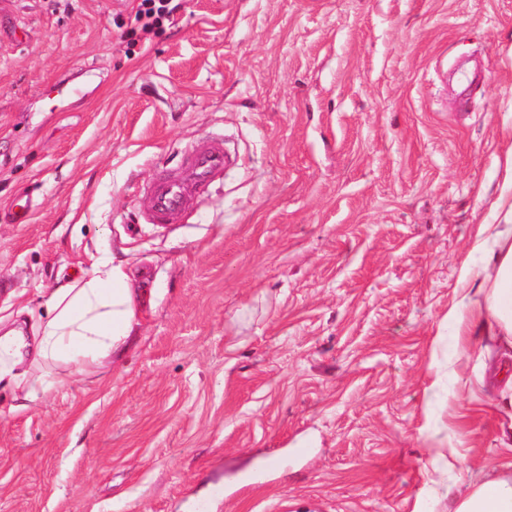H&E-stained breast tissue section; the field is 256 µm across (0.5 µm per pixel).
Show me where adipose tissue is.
<instances>
[{
  "label": "adipose tissue",
  "mask_w": 512,
  "mask_h": 512,
  "mask_svg": "<svg viewBox=\"0 0 512 512\" xmlns=\"http://www.w3.org/2000/svg\"><path fill=\"white\" fill-rule=\"evenodd\" d=\"M474 251L462 266L464 287L448 319L466 334L512 343V224L481 225ZM48 313L33 330L29 353L14 350V330L0 333V376L11 375L25 359L35 369L62 361L81 371L111 361L135 324L129 277L121 266L95 260L87 277L54 291ZM507 468V474L457 495L452 512H512V462Z\"/></svg>",
  "instance_id": "obj_1"
}]
</instances>
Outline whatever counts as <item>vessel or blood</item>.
<instances>
[{"mask_svg":"<svg viewBox=\"0 0 512 512\" xmlns=\"http://www.w3.org/2000/svg\"><path fill=\"white\" fill-rule=\"evenodd\" d=\"M234 160L223 142L201 139L183 152L176 175L156 172L143 192V217L156 224L175 223L188 212L190 202L209 189Z\"/></svg>","mask_w":512,"mask_h":512,"instance_id":"1","label":"vessel or blood"}]
</instances>
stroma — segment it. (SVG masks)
<instances>
[{
    "label": "stroma",
    "mask_w": 512,
    "mask_h": 512,
    "mask_svg": "<svg viewBox=\"0 0 512 512\" xmlns=\"http://www.w3.org/2000/svg\"><path fill=\"white\" fill-rule=\"evenodd\" d=\"M136 7L0 0V213L36 206L0 222V316L30 336L98 258L136 310L107 366L0 382V512H450L435 483L512 461V358L448 320L512 219V0H184L130 52ZM206 136L235 166L145 223Z\"/></svg>",
    "instance_id": "35a3bbf8"
}]
</instances>
